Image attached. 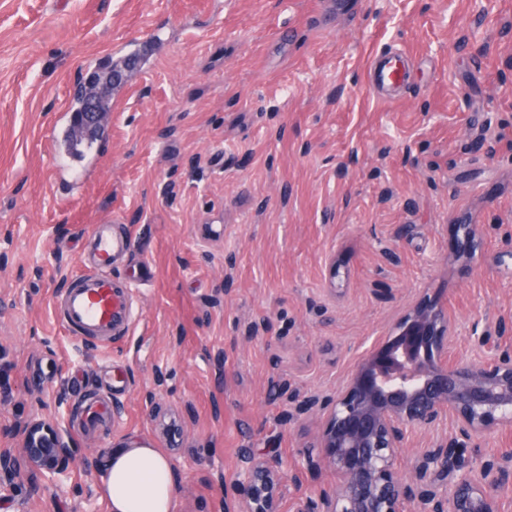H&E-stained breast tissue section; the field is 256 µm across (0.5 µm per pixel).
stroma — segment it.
Listing matches in <instances>:
<instances>
[{"mask_svg":"<svg viewBox=\"0 0 512 512\" xmlns=\"http://www.w3.org/2000/svg\"><path fill=\"white\" fill-rule=\"evenodd\" d=\"M512 0H0V448L38 419L96 465L21 476L0 512H108L103 461L146 439L169 456L177 512H242L239 461L282 475L280 512L335 482H294L301 450L361 361L426 300L466 358L512 352ZM149 44L111 135L76 193L49 135L85 62ZM402 51L404 90L372 88L369 55ZM482 136L493 158L472 152ZM115 221L137 321L101 348L54 312L76 242ZM479 247L470 271L455 227ZM111 365L112 432L76 404ZM311 411H303L308 399ZM460 464L512 453L500 426Z\"/></svg>","mask_w":512,"mask_h":512,"instance_id":"stroma-1","label":"stroma"}]
</instances>
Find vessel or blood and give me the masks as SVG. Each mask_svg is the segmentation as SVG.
<instances>
[{
	"mask_svg": "<svg viewBox=\"0 0 512 512\" xmlns=\"http://www.w3.org/2000/svg\"><path fill=\"white\" fill-rule=\"evenodd\" d=\"M141 47L127 44L118 49L119 66L112 82L100 84V95L116 98L124 94L127 63L140 55ZM408 71L406 58L398 53L374 57L368 69L373 84L387 93H395L404 84ZM57 136L51 147L58 175L78 188L88 164L109 138V130L98 124L87 125L76 104H69L55 123ZM132 237L112 223L95 225L82 242L81 262L84 269L73 276L56 299L57 318L67 331L81 341L109 346L113 337L128 334L135 322L133 307L134 280L116 277V267L130 251ZM117 378H108L95 394L84 396L80 404V421L89 429L104 430L112 426V395Z\"/></svg>",
	"mask_w": 512,
	"mask_h": 512,
	"instance_id": "vessel-or-blood-1",
	"label": "vessel or blood"
}]
</instances>
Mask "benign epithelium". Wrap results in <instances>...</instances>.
<instances>
[{
  "mask_svg": "<svg viewBox=\"0 0 512 512\" xmlns=\"http://www.w3.org/2000/svg\"><path fill=\"white\" fill-rule=\"evenodd\" d=\"M470 263L478 248L471 224L456 225ZM457 336L448 309L437 303L416 307L396 334L364 358L327 414L319 435L304 445L303 469L329 468L336 485L317 497H299L294 512H402L418 500L419 512H502L512 492V457L497 470L462 471L454 441L437 436L447 423L474 440L491 428L512 425V355L479 361L457 356ZM434 439L397 467L411 434ZM22 446L0 448V492L14 489L21 463L61 475L77 461V450L38 421L21 427ZM246 512H279L280 475L247 454L239 473Z\"/></svg>",
  "mask_w": 512,
  "mask_h": 512,
  "instance_id": "benign-epithelium-1",
  "label": "benign epithelium"
}]
</instances>
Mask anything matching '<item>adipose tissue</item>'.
<instances>
[{
    "label": "adipose tissue",
    "mask_w": 512,
    "mask_h": 512,
    "mask_svg": "<svg viewBox=\"0 0 512 512\" xmlns=\"http://www.w3.org/2000/svg\"><path fill=\"white\" fill-rule=\"evenodd\" d=\"M102 495L108 512H176L173 468L167 453L145 442L112 453Z\"/></svg>",
    "instance_id": "ef3b65f1"
}]
</instances>
